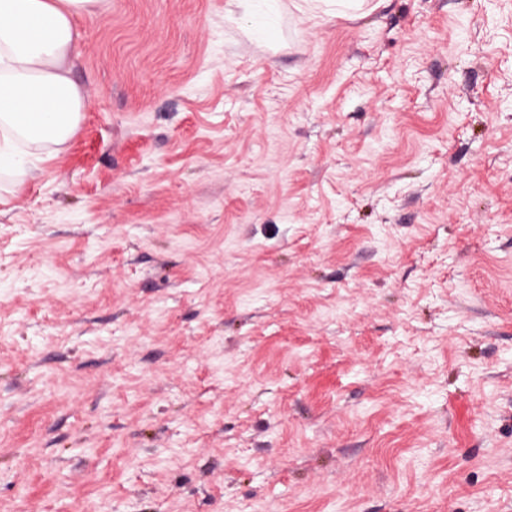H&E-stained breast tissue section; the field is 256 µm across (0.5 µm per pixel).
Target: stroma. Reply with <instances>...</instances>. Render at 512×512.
Listing matches in <instances>:
<instances>
[{"mask_svg":"<svg viewBox=\"0 0 512 512\" xmlns=\"http://www.w3.org/2000/svg\"><path fill=\"white\" fill-rule=\"evenodd\" d=\"M0 175V512H512V0H104Z\"/></svg>","mask_w":512,"mask_h":512,"instance_id":"stroma-1","label":"stroma"}]
</instances>
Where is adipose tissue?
I'll return each instance as SVG.
<instances>
[{"label": "adipose tissue", "mask_w": 512, "mask_h": 512, "mask_svg": "<svg viewBox=\"0 0 512 512\" xmlns=\"http://www.w3.org/2000/svg\"><path fill=\"white\" fill-rule=\"evenodd\" d=\"M100 0H0V174L34 175L35 153L58 150L89 102L71 75L77 20Z\"/></svg>", "instance_id": "ef3b65f1"}]
</instances>
